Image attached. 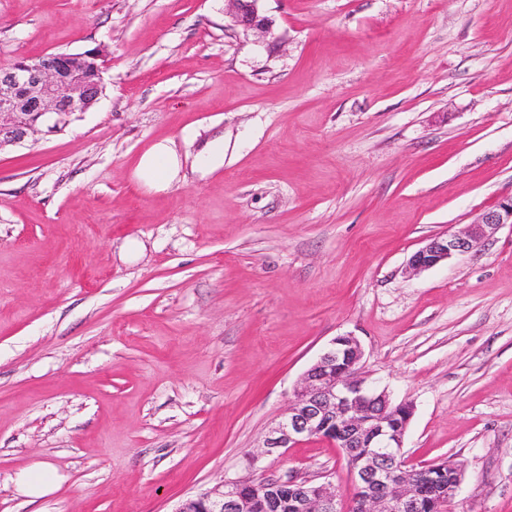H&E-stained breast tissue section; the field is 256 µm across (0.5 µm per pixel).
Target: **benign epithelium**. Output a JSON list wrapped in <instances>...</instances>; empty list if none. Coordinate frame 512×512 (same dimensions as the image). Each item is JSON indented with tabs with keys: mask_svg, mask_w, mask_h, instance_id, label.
I'll return each mask as SVG.
<instances>
[{
	"mask_svg": "<svg viewBox=\"0 0 512 512\" xmlns=\"http://www.w3.org/2000/svg\"><path fill=\"white\" fill-rule=\"evenodd\" d=\"M233 22L262 29L260 0H229ZM88 75L84 56L50 55L34 62L0 66V147L24 143L46 130L53 133L72 116L89 110L103 93L106 63ZM505 224H512V198L484 211L462 228L435 236L415 251L408 268L421 272L455 255L477 250ZM364 353L353 336H338L304 373L287 413L264 440L265 453L285 455L293 445L324 438L347 453L354 485L352 512H448L462 483L455 469L446 483L423 489L410 480L403 453L404 436L414 407L394 403L386 387L368 380ZM336 488L288 479H234L221 492L208 491L186 500L176 512H343Z\"/></svg>",
	"mask_w": 512,
	"mask_h": 512,
	"instance_id": "7a95c632",
	"label": "benign epithelium"
}]
</instances>
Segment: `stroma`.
Segmentation results:
<instances>
[{"label":"stroma","instance_id":"35a3bbf8","mask_svg":"<svg viewBox=\"0 0 512 512\" xmlns=\"http://www.w3.org/2000/svg\"><path fill=\"white\" fill-rule=\"evenodd\" d=\"M260 14L257 34L227 0H0V65H107L87 112L0 148V512H176L289 474L348 501L331 443L261 453L341 335L413 403L409 464L461 468L451 512H512V226L407 267L512 195V0ZM164 139L181 170L152 193L132 172ZM36 462L62 481L30 502Z\"/></svg>","mask_w":512,"mask_h":512}]
</instances>
